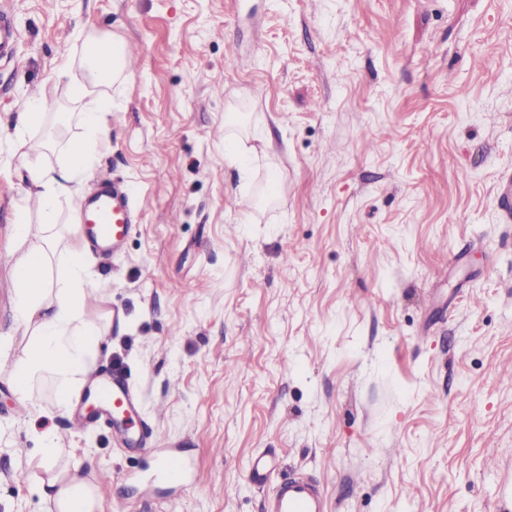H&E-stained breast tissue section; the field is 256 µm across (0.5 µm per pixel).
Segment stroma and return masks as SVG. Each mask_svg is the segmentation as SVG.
I'll return each instance as SVG.
<instances>
[{
    "label": "stroma",
    "instance_id": "stroma-1",
    "mask_svg": "<svg viewBox=\"0 0 512 512\" xmlns=\"http://www.w3.org/2000/svg\"><path fill=\"white\" fill-rule=\"evenodd\" d=\"M11 2L0 117L54 102L31 158L56 163L49 133L71 134L61 48L141 50L99 88L112 139L59 222L78 226L99 175L137 195L120 252L89 258L83 312L108 325L94 371L121 363L151 448L74 426L51 390L38 417L12 392L26 184L0 134V512H45L46 426L102 512H267L261 452L327 512H512V0ZM160 448L187 451L193 485L151 482ZM278 464L271 456L261 453L254 457L250 467V480L263 487L277 471Z\"/></svg>",
    "mask_w": 512,
    "mask_h": 512
}]
</instances>
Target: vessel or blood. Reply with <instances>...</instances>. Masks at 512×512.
Returning <instances> with one entry per match:
<instances>
[{
    "mask_svg": "<svg viewBox=\"0 0 512 512\" xmlns=\"http://www.w3.org/2000/svg\"><path fill=\"white\" fill-rule=\"evenodd\" d=\"M19 30L10 13L0 8V61L12 60ZM102 188L81 215V226L89 240L102 248H114L123 241L132 224L134 207L128 191L112 187L110 178H101ZM95 391L99 398V414L134 422L138 415L137 399L120 371L98 376ZM278 464L261 453L254 457L250 479L259 487L268 481L276 486L268 500V512H326L325 497L314 481L304 477L275 480ZM157 475L168 483H184L192 476L188 459L178 461L160 457Z\"/></svg>",
    "mask_w": 512,
    "mask_h": 512,
    "instance_id": "obj_1",
    "label": "vessel or blood"
}]
</instances>
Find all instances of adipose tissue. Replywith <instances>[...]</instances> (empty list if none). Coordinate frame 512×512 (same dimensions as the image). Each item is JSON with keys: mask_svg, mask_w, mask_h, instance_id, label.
Listing matches in <instances>:
<instances>
[{"mask_svg": "<svg viewBox=\"0 0 512 512\" xmlns=\"http://www.w3.org/2000/svg\"><path fill=\"white\" fill-rule=\"evenodd\" d=\"M122 49L121 42L109 38H87L81 68L64 63L57 72V84L63 85L66 96L76 97L83 93V82H117L123 75ZM45 108V98L31 99L13 120L18 172L41 203L39 224L24 220L18 226L24 248L12 266L17 283L16 329L28 342L12 360L11 379L18 400L33 409L41 405L37 390L46 382L52 386L54 406H69L90 371L89 361L103 334L81 313L86 290L94 285L86 247L76 234L61 235L57 223L60 200L81 196L92 176L89 155L112 134V101L95 96L66 113V124L78 133L61 143L63 162L46 165L24 150L25 130L43 117ZM42 439V466L50 476L40 488L48 512H99L96 485L75 475H54L59 450L53 428L44 429Z\"/></svg>", "mask_w": 512, "mask_h": 512, "instance_id": "adipose-tissue-1", "label": "adipose tissue"}]
</instances>
